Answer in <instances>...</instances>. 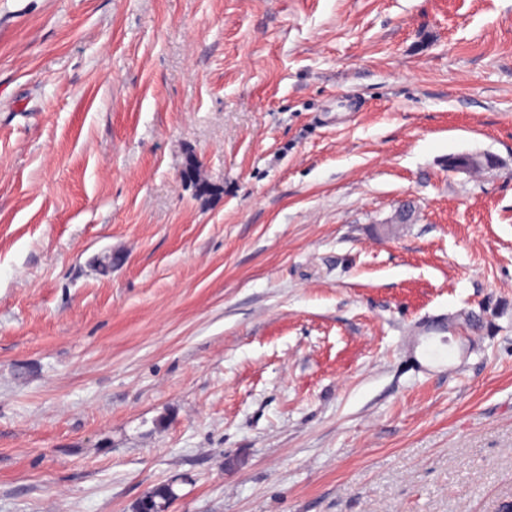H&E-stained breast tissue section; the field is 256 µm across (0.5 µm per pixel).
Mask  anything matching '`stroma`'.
Instances as JSON below:
<instances>
[{
  "label": "stroma",
  "mask_w": 512,
  "mask_h": 512,
  "mask_svg": "<svg viewBox=\"0 0 512 512\" xmlns=\"http://www.w3.org/2000/svg\"><path fill=\"white\" fill-rule=\"evenodd\" d=\"M167 483L512 500V0H0V512Z\"/></svg>",
  "instance_id": "obj_1"
}]
</instances>
